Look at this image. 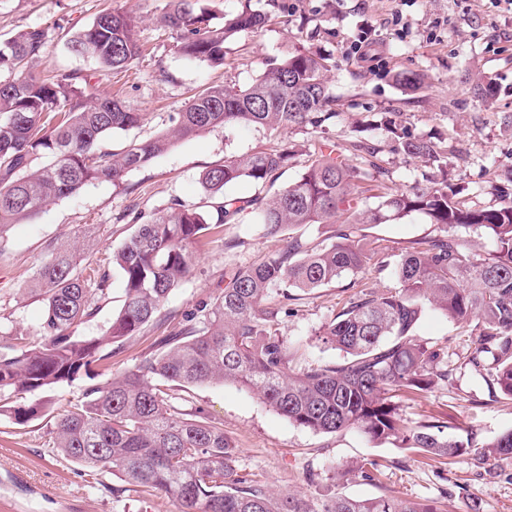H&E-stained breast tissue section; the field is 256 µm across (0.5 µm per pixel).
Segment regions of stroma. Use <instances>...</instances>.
I'll use <instances>...</instances> for the list:
<instances>
[{
	"mask_svg": "<svg viewBox=\"0 0 512 512\" xmlns=\"http://www.w3.org/2000/svg\"><path fill=\"white\" fill-rule=\"evenodd\" d=\"M163 6V0H0V38L29 28L43 30L42 74L93 75L94 96L119 91L133 108L147 113L142 127L115 135L118 145L169 127L172 114L192 90L211 84L249 85L266 63L299 45L321 48L328 55L336 119L323 130L218 126L178 142L119 182L89 183L10 227L0 238V346L39 341L43 302L30 288L54 243L70 239L89 245V263L98 267L132 233L133 224L122 218L129 205L148 215L175 200L206 204L199 177L228 155L288 142L293 159L279 179L284 185L298 178L314 150L326 144L337 146L349 164L361 165L351 143L368 139L378 146L373 161L381 170L380 179L360 184V196L371 206L380 195L404 192L440 175L436 166L404 158L372 129L374 115L384 112L411 134L433 140L448 162L450 184L470 206L496 204L491 186L512 167V14L493 0H288L287 23L239 32L225 43L219 67L177 52L160 20ZM107 8L141 18L139 39L145 52L118 74L101 72L95 60L73 55L65 45L71 34ZM364 36L377 60L364 62L351 53V45ZM401 72L420 74V89L405 90L396 80ZM482 76L497 90L490 107L474 89L475 78ZM332 233V226L308 224L270 237L244 213L237 223L201 237L191 247V274L162 310L164 328L148 327L120 344L110 362L96 366L98 382L152 354L157 338L178 330L187 316L212 303L237 269L284 248L289 237L318 242ZM436 233L418 213L368 230L372 245L394 253ZM109 274L108 296L98 300L95 316L78 326L77 335H103L121 307L120 272L113 267ZM392 283L389 273L372 272L298 292L278 332L296 348L299 362L337 360L339 352L318 340L319 327L360 286ZM474 334V325L454 324L426 312L417 336L447 345L453 381L422 397H402L401 406L408 422L437 417L446 423L449 436L468 434L481 444L512 430V400L502 398L469 365ZM187 405L223 422L225 435L238 448L240 474L268 488L330 496L341 489L331 478L334 467L372 461L380 472L378 484L356 478L341 489L345 494L370 497L384 489L400 498L439 501L445 512H471L475 502L481 512H512V462L486 472L467 461L440 463L395 441L376 444L355 430L315 433L290 423L232 383L192 388ZM53 442L49 419L19 425L0 416V512H175L174 504L156 492L131 491L114 500L112 475L96 481L81 474L56 454Z\"/></svg>",
	"mask_w": 512,
	"mask_h": 512,
	"instance_id": "stroma-1",
	"label": "stroma"
}]
</instances>
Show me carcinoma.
<instances>
[{
  "instance_id": "obj_1",
  "label": "carcinoma",
  "mask_w": 512,
  "mask_h": 512,
  "mask_svg": "<svg viewBox=\"0 0 512 512\" xmlns=\"http://www.w3.org/2000/svg\"><path fill=\"white\" fill-rule=\"evenodd\" d=\"M201 0H167L164 25L187 59L224 63V44L239 31H259L288 16L285 0H268L266 10L244 0L241 9L210 25ZM139 19L106 11L71 36L68 48L96 59L107 71L122 72L141 54ZM46 45L43 31L30 29L0 42V235L35 215L46 203L99 180L119 181L178 140L216 126L243 123L276 131L286 126L323 128L336 120L327 78L330 65L320 52L297 46L267 64L244 88L203 87L171 117L173 128L118 149L114 133L141 126L146 113L118 97L85 101L92 76L46 78L35 70ZM379 128L411 159L441 163L431 141L416 137L385 117ZM288 144L230 156L201 178L221 201L204 209L178 201L148 219L133 214L134 233L112 253L123 281L124 303L106 335L82 337L76 328L94 314V297L109 294L110 276L97 272L86 287L71 244L50 249L37 275L44 301L43 336L31 346H0V416L17 424L53 419L55 449L88 472L109 473L127 488L157 491L176 512H441L434 501L401 499L388 493L353 498L341 493L318 498L280 494L256 485L238 471V448L224 424L200 410L177 406L186 389L237 383L289 422L316 433L358 429L370 440L400 442L442 464L471 459L475 466L512 460V430L482 446L473 438H450L447 426L422 420L409 426L398 394L423 395L448 385V347L416 338L428 309L458 324L476 322L472 368L512 399V175L492 185L498 204L473 208L448 193V176L407 192L387 193L375 207L359 197V183L375 178L333 149H319L299 178L272 197L238 198L224 189L247 179L262 187L290 165ZM254 214L266 235L285 227L334 224L329 242L294 238L262 262L238 269L221 294L191 315L177 332L163 336L156 352L103 384L89 385L75 404L57 411L42 394L112 360V345L140 335L157 321L171 291L191 274L189 249L205 232ZM419 212L438 233L414 242L392 259L381 252L369 266L364 234L369 224H387ZM451 228L483 229L497 244L481 258ZM391 269L395 285L364 287L318 329L319 340L344 353L335 363L295 371V352L278 335L291 290L327 287L347 275ZM282 300L268 302L273 291ZM28 395V404L8 400Z\"/></svg>"
}]
</instances>
